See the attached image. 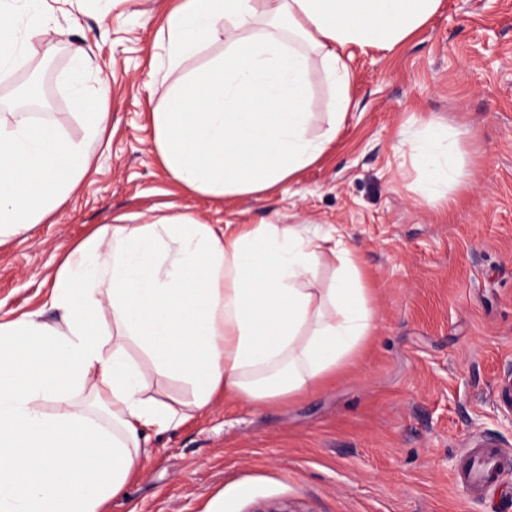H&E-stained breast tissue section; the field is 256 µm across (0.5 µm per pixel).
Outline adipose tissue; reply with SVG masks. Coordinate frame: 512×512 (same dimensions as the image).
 Returning <instances> with one entry per match:
<instances>
[{"mask_svg":"<svg viewBox=\"0 0 512 512\" xmlns=\"http://www.w3.org/2000/svg\"><path fill=\"white\" fill-rule=\"evenodd\" d=\"M441 0H169L159 31L164 84L152 147L187 193L221 200L270 191L314 163L350 103V45L392 49ZM46 0H0V74L33 44L44 57ZM331 94L324 127L308 110L310 73ZM66 121L0 108V245L47 223L91 169L111 88L77 45ZM456 133L425 124L414 144L425 202L464 178ZM340 269L317 280L326 256ZM35 311L0 317V512H101L139 463L150 433L219 398L254 407L306 391L369 335L373 316L350 245L298 224H206L191 212L100 226L53 269ZM138 346L148 364L134 360ZM183 385V397L162 382Z\"/></svg>","mask_w":512,"mask_h":512,"instance_id":"adipose-tissue-1","label":"adipose tissue"}]
</instances>
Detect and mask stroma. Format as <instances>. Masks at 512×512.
Returning a JSON list of instances; mask_svg holds the SVG:
<instances>
[{
	"instance_id": "stroma-1",
	"label": "stroma",
	"mask_w": 512,
	"mask_h": 512,
	"mask_svg": "<svg viewBox=\"0 0 512 512\" xmlns=\"http://www.w3.org/2000/svg\"><path fill=\"white\" fill-rule=\"evenodd\" d=\"M55 52L0 77V105L40 78L35 112L69 111L60 79L91 46L112 88L108 145L51 223L0 245V316L41 309L64 248L120 214L175 206L208 224H332L362 263L370 336L335 375L261 408L217 402L151 435L102 512H512V472L471 494L466 449L512 453V0H442L390 51L351 48L352 104L321 157L272 192L190 196L152 150L149 76L161 0H47ZM459 132L454 202L420 197L423 123Z\"/></svg>"
}]
</instances>
